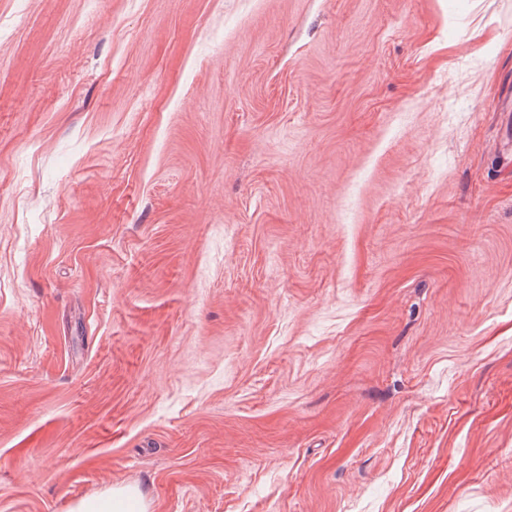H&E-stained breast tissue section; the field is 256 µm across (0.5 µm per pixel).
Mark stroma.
Returning a JSON list of instances; mask_svg holds the SVG:
<instances>
[{"mask_svg": "<svg viewBox=\"0 0 512 512\" xmlns=\"http://www.w3.org/2000/svg\"><path fill=\"white\" fill-rule=\"evenodd\" d=\"M512 512V0H0V512ZM138 493L127 487H115L105 495L87 498L75 504L72 512H145Z\"/></svg>", "mask_w": 512, "mask_h": 512, "instance_id": "stroma-1", "label": "stroma"}]
</instances>
